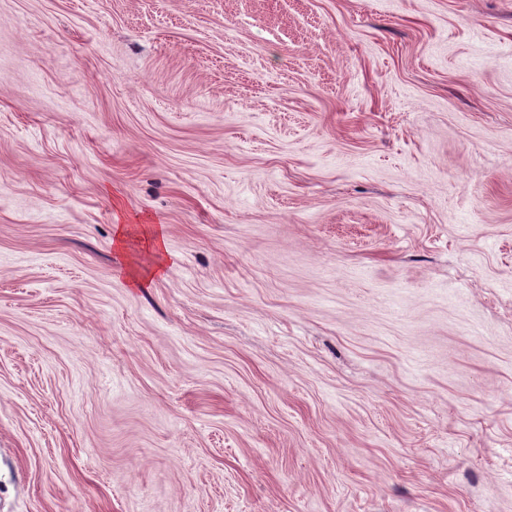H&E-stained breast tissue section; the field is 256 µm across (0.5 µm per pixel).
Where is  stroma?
Masks as SVG:
<instances>
[{"label":"stroma","mask_w":512,"mask_h":512,"mask_svg":"<svg viewBox=\"0 0 512 512\" xmlns=\"http://www.w3.org/2000/svg\"><path fill=\"white\" fill-rule=\"evenodd\" d=\"M0 512H512V0H0Z\"/></svg>","instance_id":"35a3bbf8"}]
</instances>
